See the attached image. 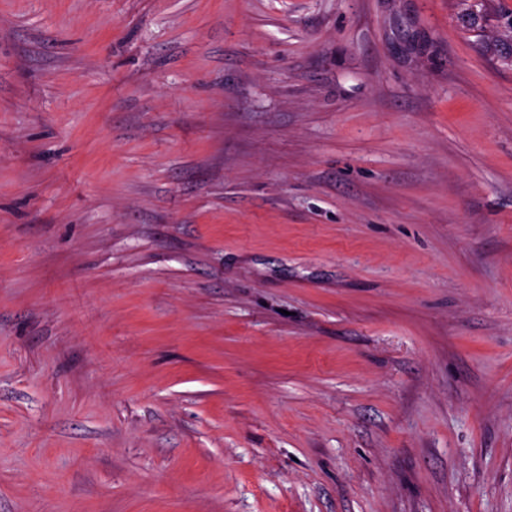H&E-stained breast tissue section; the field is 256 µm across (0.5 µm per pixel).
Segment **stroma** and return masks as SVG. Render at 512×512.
I'll list each match as a JSON object with an SVG mask.
<instances>
[{
  "label": "stroma",
  "instance_id": "35a3bbf8",
  "mask_svg": "<svg viewBox=\"0 0 512 512\" xmlns=\"http://www.w3.org/2000/svg\"><path fill=\"white\" fill-rule=\"evenodd\" d=\"M0 0V512H512V0Z\"/></svg>",
  "mask_w": 512,
  "mask_h": 512
}]
</instances>
